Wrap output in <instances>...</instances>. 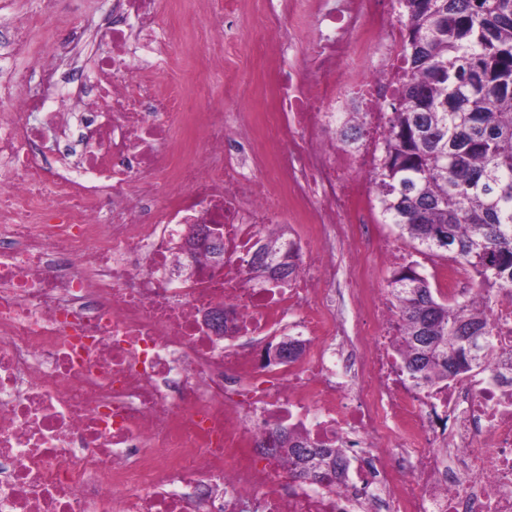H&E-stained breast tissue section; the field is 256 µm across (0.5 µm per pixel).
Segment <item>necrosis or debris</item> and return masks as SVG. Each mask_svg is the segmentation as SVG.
<instances>
[{"label":"necrosis or debris","mask_w":512,"mask_h":512,"mask_svg":"<svg viewBox=\"0 0 512 512\" xmlns=\"http://www.w3.org/2000/svg\"><path fill=\"white\" fill-rule=\"evenodd\" d=\"M170 2L112 0L111 50L79 82L57 61L83 46L31 49L53 0L0 35V512H512V369L416 385L391 299L363 285L409 262L364 217L399 0H272L264 44L290 46L304 13L317 29L301 71L275 69L263 114L191 112L180 85L160 90L196 42L214 72L230 46L221 0H180L205 15L185 36ZM348 120L365 135L345 146ZM192 224L223 237V263L188 251ZM271 243L295 272L252 285ZM435 277L485 305L471 270ZM341 278L349 334L328 299ZM218 304L221 336L205 322ZM282 330L295 360L245 344ZM279 426L341 448L343 472L298 478L287 449L260 446Z\"/></svg>","instance_id":"necrosis-or-debris-1"}]
</instances>
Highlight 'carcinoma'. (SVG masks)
<instances>
[{
  "mask_svg": "<svg viewBox=\"0 0 512 512\" xmlns=\"http://www.w3.org/2000/svg\"><path fill=\"white\" fill-rule=\"evenodd\" d=\"M402 66L382 158L381 212L426 250L454 254L475 287L512 292V0H401ZM403 328V368L429 386L486 369L488 315L439 300L402 266L387 280ZM299 476L336 472L341 452L286 427L275 432Z\"/></svg>",
  "mask_w": 512,
  "mask_h": 512,
  "instance_id": "obj_1",
  "label": "carcinoma"
}]
</instances>
